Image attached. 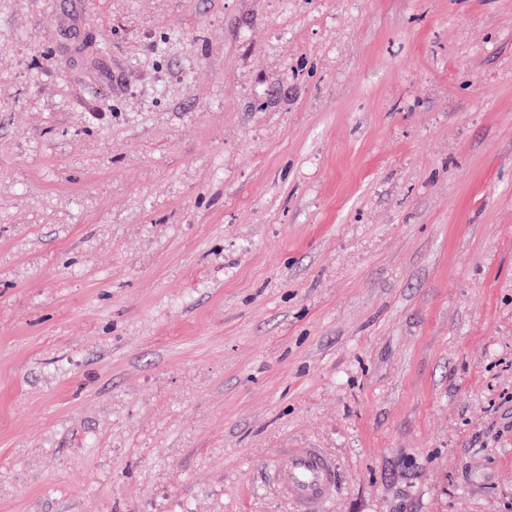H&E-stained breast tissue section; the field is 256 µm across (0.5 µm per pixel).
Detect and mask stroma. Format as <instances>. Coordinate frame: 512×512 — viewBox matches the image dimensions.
Returning <instances> with one entry per match:
<instances>
[{
	"instance_id": "1",
	"label": "stroma",
	"mask_w": 512,
	"mask_h": 512,
	"mask_svg": "<svg viewBox=\"0 0 512 512\" xmlns=\"http://www.w3.org/2000/svg\"><path fill=\"white\" fill-rule=\"evenodd\" d=\"M512 512V0H0V512ZM262 469L266 488L291 512H323L336 495L338 470L323 448H281Z\"/></svg>"
}]
</instances>
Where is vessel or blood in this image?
I'll list each match as a JSON object with an SVG mask.
<instances>
[{
    "label": "vessel or blood",
    "instance_id": "vessel-or-blood-1",
    "mask_svg": "<svg viewBox=\"0 0 512 512\" xmlns=\"http://www.w3.org/2000/svg\"><path fill=\"white\" fill-rule=\"evenodd\" d=\"M266 488L285 500L291 512H324L335 496L338 470L321 448H282L262 465Z\"/></svg>",
    "mask_w": 512,
    "mask_h": 512
}]
</instances>
